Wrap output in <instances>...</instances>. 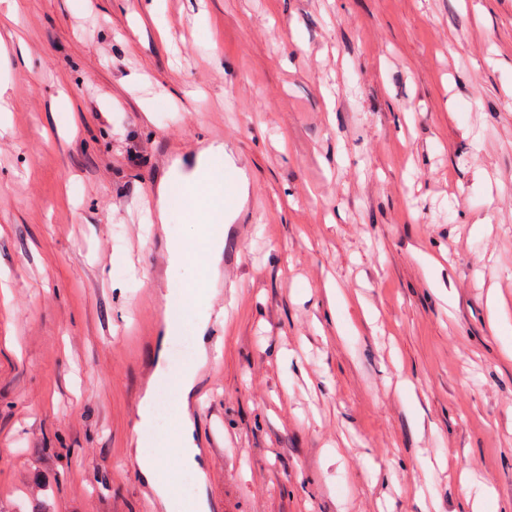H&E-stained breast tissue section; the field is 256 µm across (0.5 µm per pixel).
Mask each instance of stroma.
I'll return each instance as SVG.
<instances>
[{
  "instance_id": "stroma-1",
  "label": "stroma",
  "mask_w": 512,
  "mask_h": 512,
  "mask_svg": "<svg viewBox=\"0 0 512 512\" xmlns=\"http://www.w3.org/2000/svg\"><path fill=\"white\" fill-rule=\"evenodd\" d=\"M0 0V502L165 512L136 454L161 178L244 161L209 512H512V0ZM225 155L228 156V153L227 151L225 152L223 143L210 145L207 149L201 151L195 157V163L193 165V168L189 172H179L181 178L186 182L185 188L187 192H189L190 194L198 193L199 195L207 196L208 198V195L215 193V190L204 185L205 181L207 180L204 176L205 171L209 159L222 158L224 160ZM207 188H209V191L206 193Z\"/></svg>"
}]
</instances>
